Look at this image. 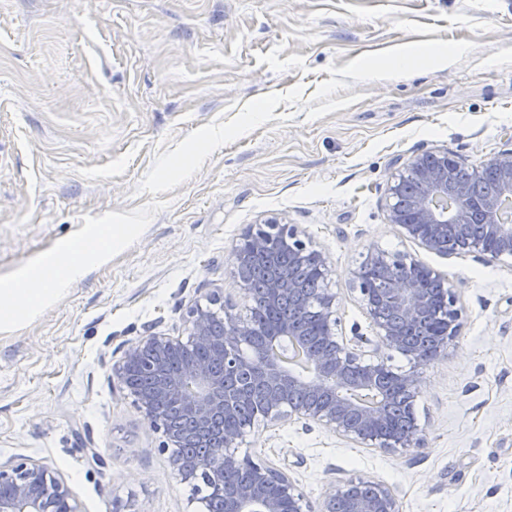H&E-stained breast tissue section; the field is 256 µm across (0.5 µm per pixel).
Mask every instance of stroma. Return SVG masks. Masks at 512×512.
I'll list each match as a JSON object with an SVG mask.
<instances>
[{
    "label": "stroma",
    "mask_w": 512,
    "mask_h": 512,
    "mask_svg": "<svg viewBox=\"0 0 512 512\" xmlns=\"http://www.w3.org/2000/svg\"><path fill=\"white\" fill-rule=\"evenodd\" d=\"M429 149L512 150V0H0V280L85 225L124 237L0 332V463L45 464L82 512H204L112 366L213 289L245 313L231 254L273 218L327 256L343 334L371 332L350 274L375 246L443 274L463 327L423 370L425 447L258 421L239 454L315 505L362 476L402 512H512V267L387 221V178Z\"/></svg>",
    "instance_id": "1"
}]
</instances>
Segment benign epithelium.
Segmentation results:
<instances>
[{
  "mask_svg": "<svg viewBox=\"0 0 512 512\" xmlns=\"http://www.w3.org/2000/svg\"><path fill=\"white\" fill-rule=\"evenodd\" d=\"M463 163L446 150H424L405 167L391 173L386 189L389 223L401 236L423 250L438 254H473L489 262L512 266V224L502 223L499 201L512 202V150L493 158L496 195L477 203L483 224L474 233L467 224L472 207L448 197V170ZM288 253L293 265L313 267L324 285L306 296L291 274L255 292L245 270L270 249ZM330 265L322 251L307 245L293 224L268 220L250 226L232 254V275L251 305L274 308L286 301L298 310L313 307L320 332L311 337L293 318L281 319L256 335L252 318L225 304L217 315L199 303L187 311L188 340L150 333L128 344L113 373L151 427L163 433L161 450L182 448L181 435L170 426L156 398L135 391L128 372L147 367L159 377L158 396L171 402L176 415L191 423L199 436L210 439L199 447L204 456L171 453L170 462L184 483L216 487L224 492V512H400L399 499L389 486L351 476L332 485L314 508L296 482L267 462L241 456L237 448L244 430L223 423L238 415L241 391L228 379L248 374L261 390L262 420L275 427L292 420L322 425L339 437L383 451L420 448L424 433L413 411L422 369L447 355L459 336L462 313L453 286L409 253L389 254L371 249L352 271L351 291L357 293L370 326L382 347L401 353L412 370L393 371L381 355L366 359L359 348L364 337L347 339L339 333L338 295L325 285ZM293 336L308 349L315 372L302 379L271 355L269 345ZM208 353L187 357L190 347ZM185 360L177 372L166 369L174 356ZM244 473L247 481L236 477ZM0 512H81L63 479L36 461L0 464Z\"/></svg>",
  "mask_w": 512,
  "mask_h": 512,
  "instance_id": "benign-epithelium-1",
  "label": "benign epithelium"
}]
</instances>
